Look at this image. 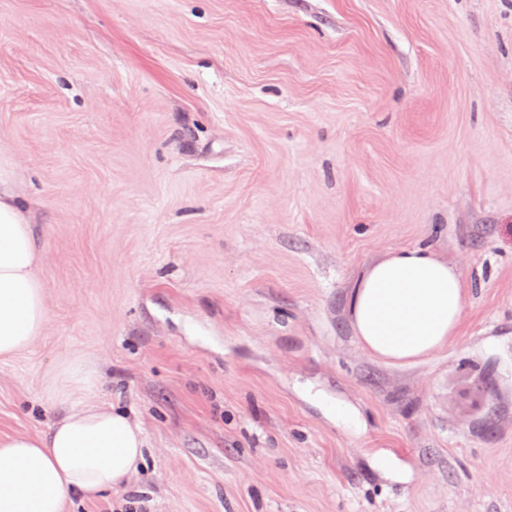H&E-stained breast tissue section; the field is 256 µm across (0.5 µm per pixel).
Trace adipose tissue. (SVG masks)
<instances>
[{
  "label": "adipose tissue",
  "mask_w": 512,
  "mask_h": 512,
  "mask_svg": "<svg viewBox=\"0 0 512 512\" xmlns=\"http://www.w3.org/2000/svg\"><path fill=\"white\" fill-rule=\"evenodd\" d=\"M0 162V357L28 347L48 320L31 219ZM472 283L428 246L386 252L345 294L358 345L395 365L429 358L457 335ZM146 440L127 412L90 404L64 410L48 435L0 436V512H65L77 497L118 489L144 460Z\"/></svg>",
  "instance_id": "1"
}]
</instances>
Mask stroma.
<instances>
[{"mask_svg":"<svg viewBox=\"0 0 512 512\" xmlns=\"http://www.w3.org/2000/svg\"><path fill=\"white\" fill-rule=\"evenodd\" d=\"M0 159L49 317L0 434L147 443L69 512H512V0H0ZM412 245L472 289L392 365L344 295Z\"/></svg>","mask_w":512,"mask_h":512,"instance_id":"stroma-1","label":"stroma"}]
</instances>
